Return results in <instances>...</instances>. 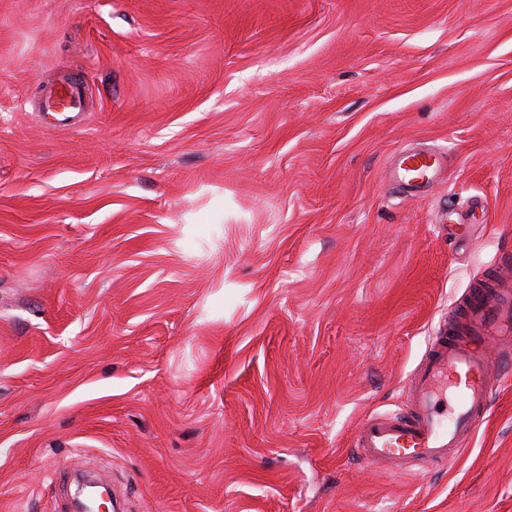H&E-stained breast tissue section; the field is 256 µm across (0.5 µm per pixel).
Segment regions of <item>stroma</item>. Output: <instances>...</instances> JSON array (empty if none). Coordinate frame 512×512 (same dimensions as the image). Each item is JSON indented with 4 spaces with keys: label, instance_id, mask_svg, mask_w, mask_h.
Returning <instances> with one entry per match:
<instances>
[{
    "label": "stroma",
    "instance_id": "obj_1",
    "mask_svg": "<svg viewBox=\"0 0 512 512\" xmlns=\"http://www.w3.org/2000/svg\"><path fill=\"white\" fill-rule=\"evenodd\" d=\"M508 252L512 0H0V512H512V385L450 466L353 448ZM41 111L53 112L58 129L68 130L81 123L86 114V88L77 79H62L53 82L44 95ZM444 161L437 155L411 154L404 156L397 167V175L411 196H415L427 184L437 179L443 169ZM420 169L422 175L412 176L409 172ZM426 177V179H425ZM100 483L95 481H82L77 490V496L75 500V507L80 512H87V509H96L93 511L109 512L112 509V495L107 487L95 495H91L87 492V488L99 487ZM101 501V502H99ZM110 504V507L107 504Z\"/></svg>",
    "mask_w": 512,
    "mask_h": 512
}]
</instances>
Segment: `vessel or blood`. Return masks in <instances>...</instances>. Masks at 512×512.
<instances>
[{
  "mask_svg": "<svg viewBox=\"0 0 512 512\" xmlns=\"http://www.w3.org/2000/svg\"><path fill=\"white\" fill-rule=\"evenodd\" d=\"M44 111L56 128L68 130L85 118L86 88L76 79L53 82ZM438 156H404L397 175L410 193L435 181ZM512 368V261L495 263L490 282L472 288L427 340L404 393V408L363 420L354 433L356 454L371 464L405 474L453 463L488 412L504 369Z\"/></svg>",
  "mask_w": 512,
  "mask_h": 512,
  "instance_id": "obj_1",
  "label": "vessel or blood"
}]
</instances>
